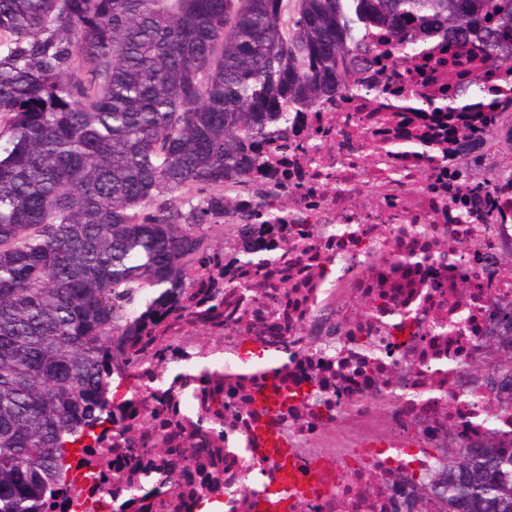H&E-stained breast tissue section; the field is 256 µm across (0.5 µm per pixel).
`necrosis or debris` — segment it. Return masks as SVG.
Instances as JSON below:
<instances>
[{
  "label": "necrosis or debris",
  "mask_w": 512,
  "mask_h": 512,
  "mask_svg": "<svg viewBox=\"0 0 512 512\" xmlns=\"http://www.w3.org/2000/svg\"><path fill=\"white\" fill-rule=\"evenodd\" d=\"M370 39L372 61L358 74L366 94L292 113L285 138L253 171L287 206L283 221L257 227L247 245L282 259L259 269L234 267L221 254L210 263L224 274L214 353L244 338L279 362L268 377L225 368L224 427L195 435L228 451L225 512H254L261 485L273 478L253 437L255 398L271 383L288 395L278 411L284 437L301 462L323 471L303 500L306 512H392L399 473L432 468L418 449L438 441L442 425L462 423L468 436L494 431L512 442V413L460 389L490 310L512 300V275L490 269L492 255L512 242V193L451 185L461 157L439 108L484 74L494 112L512 117V65L487 68L480 50L443 39L405 61L383 30ZM475 235L482 238L476 247ZM340 288L357 295L365 312L337 305L341 333L332 348H318L310 327ZM350 334L375 340L377 356L351 349ZM390 392L398 396L393 410L367 430L362 445L370 454L352 467L355 449L330 428L368 414L373 398Z\"/></svg>",
  "instance_id": "necrosis-or-debris-1"
}]
</instances>
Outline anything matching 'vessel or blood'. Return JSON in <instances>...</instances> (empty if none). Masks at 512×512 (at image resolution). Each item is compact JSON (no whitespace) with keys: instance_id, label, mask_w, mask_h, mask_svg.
Wrapping results in <instances>:
<instances>
[{"instance_id":"1","label":"vessel or blood","mask_w":512,"mask_h":512,"mask_svg":"<svg viewBox=\"0 0 512 512\" xmlns=\"http://www.w3.org/2000/svg\"><path fill=\"white\" fill-rule=\"evenodd\" d=\"M278 399V394L272 389L261 393L257 398L258 406L265 412L255 429L261 446L260 453L275 459L278 469L272 489L256 498L255 512H296L301 498L310 489L308 476L279 432L275 418V404Z\"/></svg>"}]
</instances>
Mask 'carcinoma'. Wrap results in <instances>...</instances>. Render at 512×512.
Here are the masks:
<instances>
[{
	"instance_id": "cac0c4a2",
	"label": "carcinoma",
	"mask_w": 512,
	"mask_h": 512,
	"mask_svg": "<svg viewBox=\"0 0 512 512\" xmlns=\"http://www.w3.org/2000/svg\"><path fill=\"white\" fill-rule=\"evenodd\" d=\"M387 31L407 58L433 34L512 63V0H0V512H50L72 460L96 470L110 448L112 512H180L190 475L224 485V449L169 446L179 416L224 426V404L183 414L167 388L112 400L114 375L152 366L172 320L194 313L193 285L238 244L276 191L251 177L291 112L359 91L365 41ZM477 154L455 178L472 179ZM212 319L224 289H211ZM472 387L512 401V334L486 332ZM199 374L224 378L206 358ZM110 427L102 432L97 428ZM435 444L437 466L398 475L415 512H512V445L493 436Z\"/></svg>"
}]
</instances>
